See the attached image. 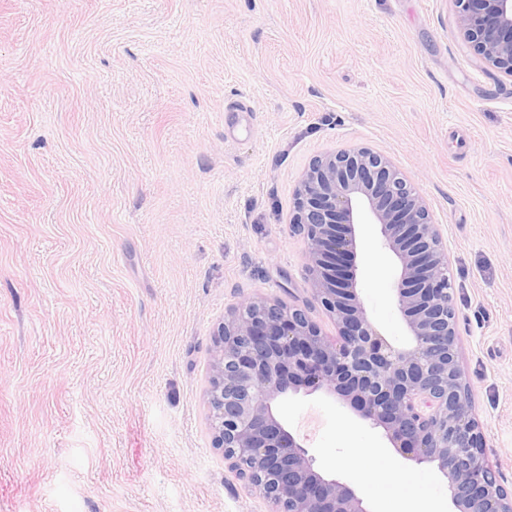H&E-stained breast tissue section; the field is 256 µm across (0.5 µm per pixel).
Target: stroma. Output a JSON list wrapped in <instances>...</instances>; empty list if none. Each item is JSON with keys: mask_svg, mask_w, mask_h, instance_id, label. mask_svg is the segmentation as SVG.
<instances>
[{"mask_svg": "<svg viewBox=\"0 0 512 512\" xmlns=\"http://www.w3.org/2000/svg\"><path fill=\"white\" fill-rule=\"evenodd\" d=\"M361 146L438 226L512 493V80L476 67L453 0H0V512H268L211 443L213 332L266 296L335 335L289 220L312 159ZM356 265L405 343L378 226ZM273 409L368 512L407 490L454 512L435 464L338 399Z\"/></svg>", "mask_w": 512, "mask_h": 512, "instance_id": "stroma-1", "label": "stroma"}]
</instances>
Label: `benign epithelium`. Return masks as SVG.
<instances>
[{
	"label": "benign epithelium",
	"instance_id": "1",
	"mask_svg": "<svg viewBox=\"0 0 512 512\" xmlns=\"http://www.w3.org/2000/svg\"><path fill=\"white\" fill-rule=\"evenodd\" d=\"M464 45L482 69L512 80V0H454ZM380 226L397 259L396 305L408 342L389 344L358 297L355 225ZM313 300L336 325L327 336L301 308L268 297L233 307L214 331L206 389L212 445L269 512H368L348 485L327 479L276 418L272 402L321 389L383 428L402 454L434 463L455 512H512V495L485 459L459 361L453 279L426 201L392 160L367 147L316 157L295 193Z\"/></svg>",
	"mask_w": 512,
	"mask_h": 512
}]
</instances>
